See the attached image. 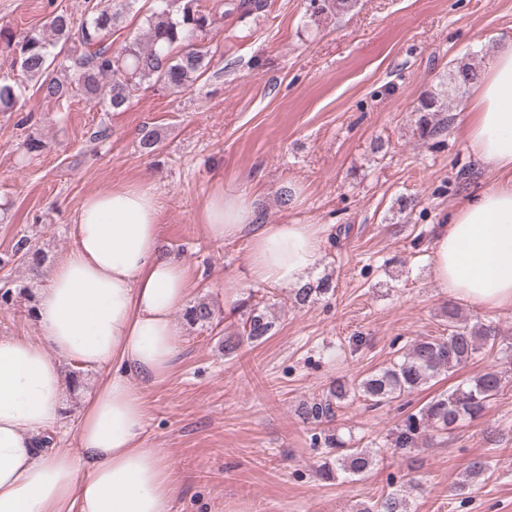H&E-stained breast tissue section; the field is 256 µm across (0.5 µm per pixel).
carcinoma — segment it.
<instances>
[{"instance_id":"carcinoma-1","label":"carcinoma","mask_w":512,"mask_h":512,"mask_svg":"<svg viewBox=\"0 0 512 512\" xmlns=\"http://www.w3.org/2000/svg\"><path fill=\"white\" fill-rule=\"evenodd\" d=\"M105 0L99 8L76 21L64 12L48 15L45 34L16 35L7 27L0 28V42L13 55V62L30 79L40 81L44 97L60 99L78 92L86 99L104 104L109 110L125 107L133 93L143 84L159 85L169 90L187 87L192 78L204 75L211 66L215 51L209 44L214 29V16L257 14L266 7L265 0H214L211 10L201 9L198 0ZM357 0H310L311 17L320 20L327 15H342L355 7ZM141 13L143 34L120 47H113L112 31L132 10ZM66 51L56 50L57 45ZM479 79V70L468 61L456 63L448 75V84L459 91ZM26 101L20 88L0 82V112H20ZM450 109L444 95L436 91L425 93L418 107V131L427 140L438 135L443 127L435 121L437 113ZM141 147L151 153L161 141L156 129L143 127ZM12 257L35 266L43 255L24 238L18 241ZM330 290L322 279L313 285L294 289L299 305L312 303ZM245 308L242 331L224 339V351L233 353L246 341L261 343L271 335L275 320L266 307L249 300ZM185 320L191 325L208 326L215 318L209 301L200 298L186 308ZM497 327L476 322L469 324L448 311V335L416 340L400 360L377 369L352 385L338 382L322 397L303 404L301 415L309 423H319L335 416V409L350 397L364 398L372 407H380L408 396L436 376L469 363L479 350L496 343ZM502 372L491 366L458 386L452 392L429 400L418 412L408 414L394 432V447L401 450L429 448L437 435L479 418L502 388ZM324 445L336 450V464L325 461L322 472L330 476L333 470L350 476H362L373 469L376 457L366 448H352L339 436L324 438ZM357 512H409L408 500L399 492H390L374 504Z\"/></svg>"}]
</instances>
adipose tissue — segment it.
<instances>
[{
  "instance_id": "adipose-tissue-1",
  "label": "adipose tissue",
  "mask_w": 512,
  "mask_h": 512,
  "mask_svg": "<svg viewBox=\"0 0 512 512\" xmlns=\"http://www.w3.org/2000/svg\"><path fill=\"white\" fill-rule=\"evenodd\" d=\"M465 112L468 147L493 179L434 239L432 276L453 300L511 309L512 32L499 34ZM205 230L215 241L248 236L253 280L289 289L319 266L326 227L259 224L252 199L218 191ZM159 236L150 188L90 195L73 219L72 248L36 291L42 343L0 337V512H172L179 485L164 457L141 444L137 387L170 371L180 336L173 314L188 293V266L163 253ZM68 364L112 369L81 412L75 452L38 443L64 421Z\"/></svg>"
}]
</instances>
